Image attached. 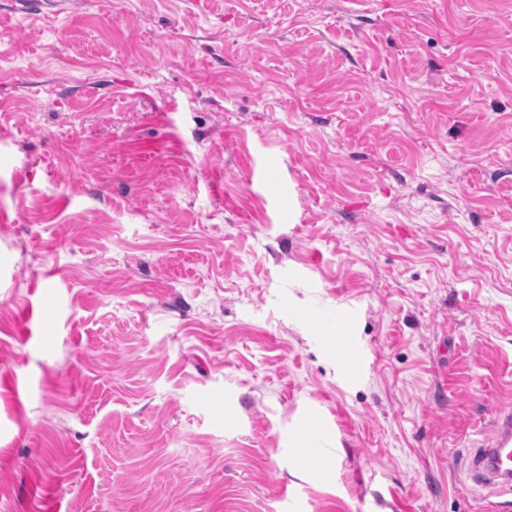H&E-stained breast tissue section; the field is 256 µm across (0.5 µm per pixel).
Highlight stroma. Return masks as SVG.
<instances>
[{
    "label": "stroma",
    "instance_id": "obj_1",
    "mask_svg": "<svg viewBox=\"0 0 512 512\" xmlns=\"http://www.w3.org/2000/svg\"><path fill=\"white\" fill-rule=\"evenodd\" d=\"M1 212L0 512H487L512 0H0Z\"/></svg>",
    "mask_w": 512,
    "mask_h": 512
}]
</instances>
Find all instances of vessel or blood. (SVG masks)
<instances>
[{
    "label": "vessel or blood",
    "instance_id": "vessel-or-blood-1",
    "mask_svg": "<svg viewBox=\"0 0 512 512\" xmlns=\"http://www.w3.org/2000/svg\"><path fill=\"white\" fill-rule=\"evenodd\" d=\"M468 478L491 496L512 492V405L496 408L484 425Z\"/></svg>",
    "mask_w": 512,
    "mask_h": 512
}]
</instances>
